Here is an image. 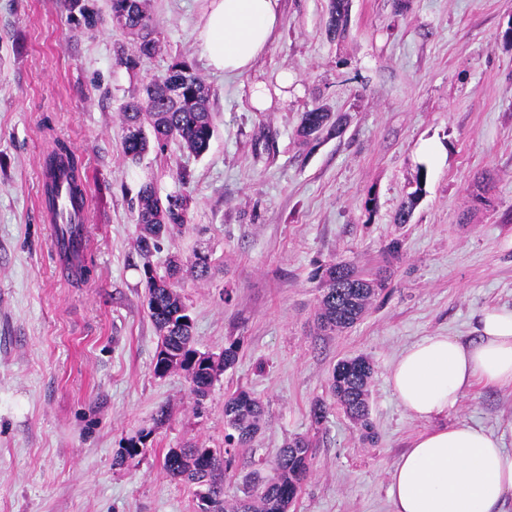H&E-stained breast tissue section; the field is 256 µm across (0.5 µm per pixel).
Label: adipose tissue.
Masks as SVG:
<instances>
[{"label": "adipose tissue", "mask_w": 512, "mask_h": 512, "mask_svg": "<svg viewBox=\"0 0 512 512\" xmlns=\"http://www.w3.org/2000/svg\"><path fill=\"white\" fill-rule=\"evenodd\" d=\"M281 24L280 0H209L197 30L207 65L227 75L251 70ZM477 341L422 338L388 371V384L414 417L455 409L475 383L512 384V311L483 310ZM392 512H500L512 497V451L465 421L415 437L390 473Z\"/></svg>", "instance_id": "1"}]
</instances>
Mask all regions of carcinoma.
<instances>
[{"instance_id":"obj_1","label":"carcinoma","mask_w":512,"mask_h":512,"mask_svg":"<svg viewBox=\"0 0 512 512\" xmlns=\"http://www.w3.org/2000/svg\"><path fill=\"white\" fill-rule=\"evenodd\" d=\"M77 22L94 27L100 15L90 0H65ZM134 12L135 43L131 51L118 56V64L136 70L151 58L158 47L156 30L146 0H111V12ZM351 21L350 0H329L328 33L333 37L347 34ZM210 86L192 72L183 60H174L166 72L143 84L138 95L123 106L122 146L125 158L134 166L152 151H162L172 140L179 141L189 153H205L214 133ZM346 126L345 118L335 116L323 105L315 104L301 115L298 135L306 144L323 137H339ZM44 166L51 180L45 183L49 207L55 205V179L67 181L71 202L79 206L84 200L82 164L71 147L56 140L47 151ZM426 170L420 168L416 189L394 216V223L409 222L422 193ZM179 189L160 197L154 183L146 180L136 194V245L144 262L149 316L159 336L154 372L164 376L173 369L184 371L196 401L206 399L219 372L238 360L240 345L233 341L218 354L200 353L193 347V322L179 290V274L187 269L197 277L208 273L209 257L195 253L182 268L171 260L164 271L150 261L152 251L174 226L188 223L189 195L185 187L189 175L177 176ZM325 288L315 314L317 333L322 336L351 328L365 314L375 295L387 286L381 273L365 274L342 263H330L323 269ZM374 373L368 358L357 356L340 360L329 377L328 390L333 404L359 427L367 438L373 434L370 420L369 384ZM264 407L248 391L240 389L224 399V449L171 448L164 457L167 473L194 487L196 512H289L302 485L311 473L314 448L309 439L294 437L280 449L272 461L260 458L257 469L244 479L242 496L234 502L224 500V480L236 466L239 449L251 445L264 422ZM149 434L140 433L127 441L117 457L122 465L134 460L145 448Z\"/></svg>"}]
</instances>
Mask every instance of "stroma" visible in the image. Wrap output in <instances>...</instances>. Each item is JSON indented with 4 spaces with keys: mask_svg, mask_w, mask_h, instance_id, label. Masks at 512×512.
<instances>
[{
    "mask_svg": "<svg viewBox=\"0 0 512 512\" xmlns=\"http://www.w3.org/2000/svg\"><path fill=\"white\" fill-rule=\"evenodd\" d=\"M95 3L102 19L88 28L63 0H0V512H194L192 488L166 473L163 457L190 443L223 447L224 399L241 387L266 417L224 482L229 499L250 457L274 459L297 435L311 438L315 458L290 512H392L389 472L433 424L465 420L512 449V385H476L429 423L386 382L414 342H473L483 309L512 310V0H351L338 39L326 31L328 0H281L278 33L242 76L206 65L196 32L205 0H147L159 47L135 71L117 63L131 36L113 28L107 0ZM177 57L214 91L210 148L198 157L172 141L132 166L122 107ZM283 71L293 84L255 111L251 85L276 88ZM315 104L348 124L306 146L297 129ZM56 139L79 156L91 198V272L73 284L38 218L42 159ZM425 141L439 160L419 157ZM181 170L189 222L151 261L207 254V277L181 288L195 347L242 345L200 406L185 372L153 371L158 334L132 208L141 179L164 195ZM485 179L491 204L473 205ZM417 189L410 221L394 223ZM333 262L388 283L354 327L319 336V268ZM359 355L374 366L370 439L342 410L318 425L311 416L336 362ZM164 404L172 415L160 423ZM143 431L146 451L117 464Z\"/></svg>",
    "mask_w": 512,
    "mask_h": 512,
    "instance_id": "stroma-1",
    "label": "stroma"
}]
</instances>
